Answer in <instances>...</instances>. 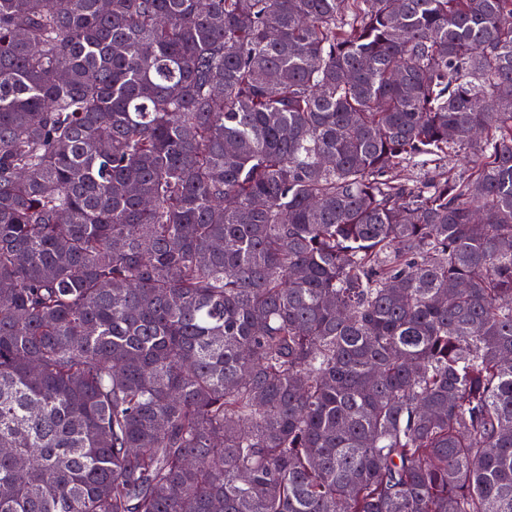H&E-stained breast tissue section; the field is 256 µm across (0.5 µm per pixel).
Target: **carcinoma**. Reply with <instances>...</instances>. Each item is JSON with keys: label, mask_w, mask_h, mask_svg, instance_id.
I'll list each match as a JSON object with an SVG mask.
<instances>
[{"label": "carcinoma", "mask_w": 512, "mask_h": 512, "mask_svg": "<svg viewBox=\"0 0 512 512\" xmlns=\"http://www.w3.org/2000/svg\"><path fill=\"white\" fill-rule=\"evenodd\" d=\"M0 512H512V0H0Z\"/></svg>", "instance_id": "obj_1"}]
</instances>
